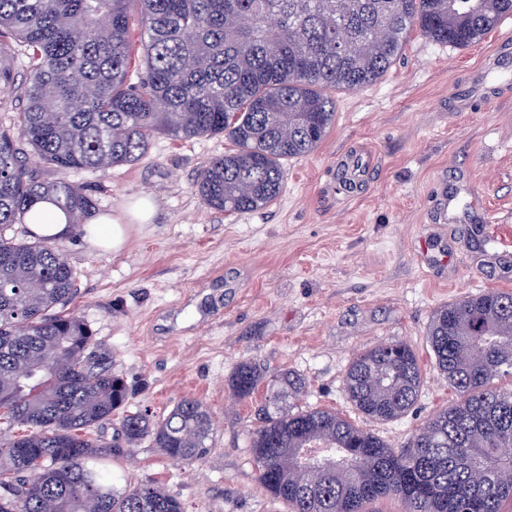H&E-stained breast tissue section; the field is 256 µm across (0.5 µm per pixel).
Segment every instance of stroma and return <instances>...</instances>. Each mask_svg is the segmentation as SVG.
<instances>
[{"label": "stroma", "instance_id": "35a3bbf8", "mask_svg": "<svg viewBox=\"0 0 512 512\" xmlns=\"http://www.w3.org/2000/svg\"><path fill=\"white\" fill-rule=\"evenodd\" d=\"M497 37L459 49L412 30L382 79L337 91L328 135L286 162L280 195L261 210L229 215L199 195L200 172L233 148L221 135H159L135 163L70 173L97 213L141 194L157 207L120 251L78 233L57 241L76 272L73 307L132 392L99 435L116 438L125 412L159 417L188 398L212 418L205 457L188 464L142 442L107 462L117 487L158 485L185 512H289L256 481L249 433L267 387L232 396L229 376L244 361L302 378V405L395 447L455 400L427 345L432 313L488 289L512 292V92L474 77ZM462 95L472 111H456ZM358 154L370 166L347 180L342 166ZM443 190L457 204L439 224L432 202ZM384 341L414 348L424 383L408 414L382 423L354 408L345 376Z\"/></svg>", "mask_w": 512, "mask_h": 512}]
</instances>
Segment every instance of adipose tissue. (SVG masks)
I'll return each mask as SVG.
<instances>
[{
  "mask_svg": "<svg viewBox=\"0 0 512 512\" xmlns=\"http://www.w3.org/2000/svg\"><path fill=\"white\" fill-rule=\"evenodd\" d=\"M155 216L150 196L142 195L130 200L120 215H100L84 225V238L90 246L118 251L125 244L130 225L152 223Z\"/></svg>",
  "mask_w": 512,
  "mask_h": 512,
  "instance_id": "1",
  "label": "adipose tissue"
}]
</instances>
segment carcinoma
Returning a JSON list of instances; mask_svg holds the SVG:
<instances>
[{"mask_svg":"<svg viewBox=\"0 0 512 512\" xmlns=\"http://www.w3.org/2000/svg\"><path fill=\"white\" fill-rule=\"evenodd\" d=\"M512 0H0V46L24 47L25 106L0 125V512H184L153 484L118 490L101 463L145 440L170 458H203L206 405L184 399L165 417L130 412L122 443L87 431L112 421L130 392L67 305L75 273L54 239L6 236L50 200L80 227L95 204L85 186L45 182L22 160L105 171L138 161L157 134H223L235 149L210 161L197 190L213 209L256 211L279 196L283 162L315 151L336 112L335 91L381 79L415 27L466 48ZM146 79L130 83L135 51ZM427 340L456 400L400 448L318 407L283 408L305 382L282 370L250 438L258 486L290 512H366L386 497L405 512H505L512 504V292L488 289L433 313ZM253 362L229 377L250 397ZM422 374L399 341L358 354L350 402L374 421L415 405Z\"/></svg>","mask_w":512,"mask_h":512,"instance_id":"carcinoma-1","label":"carcinoma"}]
</instances>
